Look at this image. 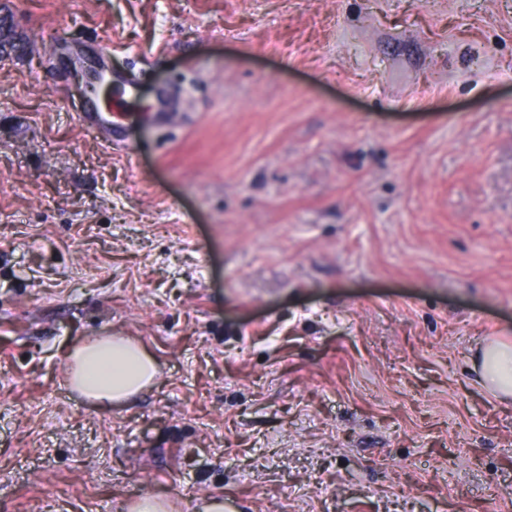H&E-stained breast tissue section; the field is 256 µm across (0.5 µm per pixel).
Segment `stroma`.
I'll list each match as a JSON object with an SVG mask.
<instances>
[{"instance_id":"stroma-1","label":"stroma","mask_w":512,"mask_h":512,"mask_svg":"<svg viewBox=\"0 0 512 512\" xmlns=\"http://www.w3.org/2000/svg\"><path fill=\"white\" fill-rule=\"evenodd\" d=\"M0 512H512V0H0ZM143 70L126 148L66 59ZM109 333L157 359L68 386ZM115 118V120H114ZM78 121L82 128L101 136L107 143L116 146L125 145L123 122L120 118L100 106L99 98L88 101L81 112ZM66 358L71 387L102 408L126 402L153 386L158 377L154 355L125 336H89L68 349ZM94 368L104 374H93ZM475 368L488 389L504 400L512 397V344L489 342L482 349Z\"/></svg>"}]
</instances>
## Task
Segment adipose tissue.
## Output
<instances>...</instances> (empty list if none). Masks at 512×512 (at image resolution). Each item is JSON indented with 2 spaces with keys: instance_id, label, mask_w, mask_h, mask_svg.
<instances>
[{
  "instance_id": "adipose-tissue-1",
  "label": "adipose tissue",
  "mask_w": 512,
  "mask_h": 512,
  "mask_svg": "<svg viewBox=\"0 0 512 512\" xmlns=\"http://www.w3.org/2000/svg\"><path fill=\"white\" fill-rule=\"evenodd\" d=\"M71 387L94 405L109 408L153 386L157 361L125 336H90L66 353ZM480 377L502 399L512 398V344L490 342L478 357Z\"/></svg>"
}]
</instances>
